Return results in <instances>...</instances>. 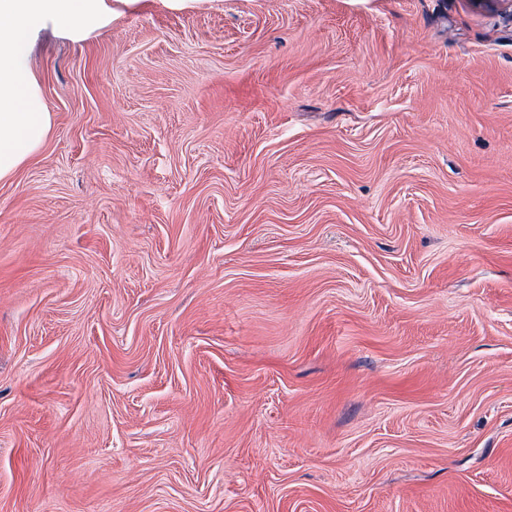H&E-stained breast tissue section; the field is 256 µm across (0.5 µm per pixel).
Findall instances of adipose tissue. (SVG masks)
<instances>
[{
	"label": "adipose tissue",
	"instance_id": "obj_1",
	"mask_svg": "<svg viewBox=\"0 0 512 512\" xmlns=\"http://www.w3.org/2000/svg\"><path fill=\"white\" fill-rule=\"evenodd\" d=\"M89 14L90 0H0V180L37 152L51 129L27 61L34 31L49 20L74 28Z\"/></svg>",
	"mask_w": 512,
	"mask_h": 512
}]
</instances>
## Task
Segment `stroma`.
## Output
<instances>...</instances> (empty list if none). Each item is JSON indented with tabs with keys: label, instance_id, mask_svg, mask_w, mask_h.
<instances>
[{
	"label": "stroma",
	"instance_id": "1",
	"mask_svg": "<svg viewBox=\"0 0 512 512\" xmlns=\"http://www.w3.org/2000/svg\"><path fill=\"white\" fill-rule=\"evenodd\" d=\"M105 2L0 180V512H512V17Z\"/></svg>",
	"mask_w": 512,
	"mask_h": 512
}]
</instances>
